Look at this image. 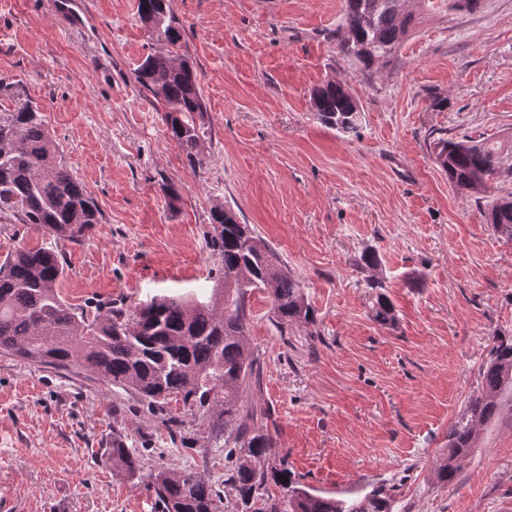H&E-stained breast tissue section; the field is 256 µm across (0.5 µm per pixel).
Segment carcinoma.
<instances>
[{
    "label": "carcinoma",
    "instance_id": "1",
    "mask_svg": "<svg viewBox=\"0 0 512 512\" xmlns=\"http://www.w3.org/2000/svg\"><path fill=\"white\" fill-rule=\"evenodd\" d=\"M478 0H344L337 46L364 68L391 58L410 24L433 9L474 8ZM138 16L163 50L135 70L137 83L166 112L170 137L190 167L200 164L205 104L196 71L179 53L183 31L166 0H138ZM315 117L343 138L359 133L362 112L349 86L327 81L311 92ZM434 159L448 182L462 193H481L500 174L498 147L469 136L437 132ZM496 231L512 237V196L488 203ZM102 211L80 179L62 162L59 146L38 106L20 103L0 112V222L33 224L54 245L18 248L0 264V353L37 366L81 367L132 395L175 433L182 425L167 406L195 409L207 423V439L222 440L228 466L224 483L235 491L241 512H391V493L379 488L342 499L310 492L291 477L288 461L266 465L276 447L267 428L268 411L244 409L245 396L260 385L261 364L247 346L250 298L257 291L272 301L271 321L283 333L292 323H316L314 307L281 256L231 208L210 211L204 239L214 265L213 286L198 298L163 297L146 304L97 303L76 306L59 292L66 269L59 243L84 241L101 222ZM371 288L370 315L381 325L397 322L381 280ZM512 385V336H494L480 372L478 394L448 430V453L437 463L444 485L455 482L478 435L477 427L498 410L497 397ZM112 470L145 481L162 512H219L221 494L191 470L160 467L144 475L139 457L120 430H112ZM288 482H282V478ZM274 484L284 490L276 499Z\"/></svg>",
    "mask_w": 512,
    "mask_h": 512
}]
</instances>
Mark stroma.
<instances>
[{"mask_svg": "<svg viewBox=\"0 0 512 512\" xmlns=\"http://www.w3.org/2000/svg\"><path fill=\"white\" fill-rule=\"evenodd\" d=\"M81 27L56 0H0V112L37 104L102 214L65 248L70 303L149 302L207 287L203 235L230 205L287 261L316 325L279 334L271 300L251 299L249 346L263 367L252 403L268 407L276 455L305 485L352 498L394 486L392 512H512V390L481 427L456 481L437 478L448 430L476 395L498 334L512 335V238L484 200L455 190L429 133L500 141L512 194V0L425 16L389 62L363 70L333 37L343 0H168L181 52L206 106L191 168L134 71L159 45L138 0H84ZM346 82L361 135L320 124L312 89ZM447 96L444 111L431 98ZM395 305V327L369 316L367 270ZM169 433L146 404L82 369L0 355V496L13 512H161L152 491L112 472V426L144 471L194 468L237 512L225 453L204 446L182 405Z\"/></svg>", "mask_w": 512, "mask_h": 512, "instance_id": "obj_1", "label": "stroma"}]
</instances>
